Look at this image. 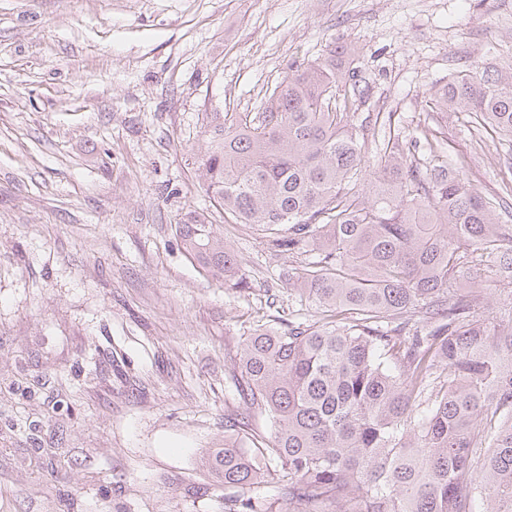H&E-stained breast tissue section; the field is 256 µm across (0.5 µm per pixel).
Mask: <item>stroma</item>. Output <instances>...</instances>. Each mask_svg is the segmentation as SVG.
Returning a JSON list of instances; mask_svg holds the SVG:
<instances>
[{
  "mask_svg": "<svg viewBox=\"0 0 512 512\" xmlns=\"http://www.w3.org/2000/svg\"><path fill=\"white\" fill-rule=\"evenodd\" d=\"M353 47L371 129L435 130L483 194L512 148L425 101L452 74L512 70V0H0V512H229L202 462L240 412L249 330L308 321L295 257L225 223L191 165L214 112H254L290 67ZM221 225L248 289L176 232ZM480 317L512 314L483 272Z\"/></svg>",
  "mask_w": 512,
  "mask_h": 512,
  "instance_id": "obj_1",
  "label": "stroma"
}]
</instances>
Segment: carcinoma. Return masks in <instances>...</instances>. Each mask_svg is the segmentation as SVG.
<instances>
[{"instance_id":"carcinoma-1","label":"carcinoma","mask_w":512,"mask_h":512,"mask_svg":"<svg viewBox=\"0 0 512 512\" xmlns=\"http://www.w3.org/2000/svg\"><path fill=\"white\" fill-rule=\"evenodd\" d=\"M334 49L273 87L257 112L212 113L195 173L227 224H255L267 248L302 256L289 279L321 316L258 324L235 388L261 436L229 424L207 453L238 512H512V318L480 319L463 287L491 269L512 284V186L483 195L443 159L430 129L380 148L361 188L362 94ZM426 106L468 115L512 149V71L452 75ZM187 254L246 287L213 225H177ZM278 495L267 494L270 463Z\"/></svg>"}]
</instances>
